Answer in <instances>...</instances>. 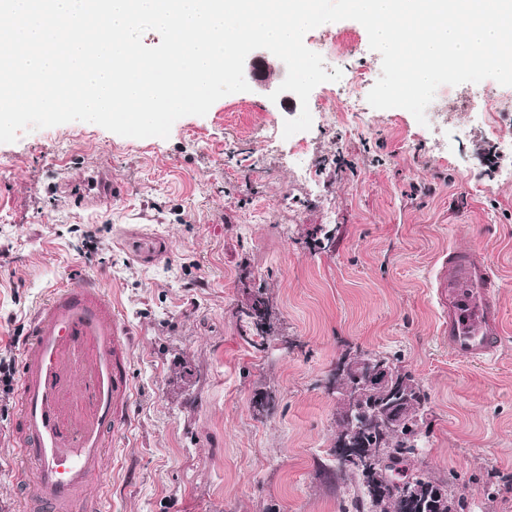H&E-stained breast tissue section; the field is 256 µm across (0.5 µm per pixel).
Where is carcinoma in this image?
I'll list each match as a JSON object with an SVG mask.
<instances>
[{"instance_id": "carcinoma-1", "label": "carcinoma", "mask_w": 512, "mask_h": 512, "mask_svg": "<svg viewBox=\"0 0 512 512\" xmlns=\"http://www.w3.org/2000/svg\"><path fill=\"white\" fill-rule=\"evenodd\" d=\"M238 319L250 335L266 340L275 333V311L262 290L250 294L238 310ZM389 368L383 382L364 387L361 403L371 409L375 420L357 428L338 422L334 454L340 471L357 479L364 497L374 512H457L455 500L440 493L443 483L429 476L420 482L417 497H406L392 490L382 473V461L390 457L396 461L395 473L410 469L412 458L422 448V438L414 431L393 428L400 425L416 426L424 414L425 394L414 375L393 359L377 356ZM362 367L357 357H344L339 362L335 384L350 389Z\"/></svg>"}]
</instances>
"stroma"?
I'll use <instances>...</instances> for the list:
<instances>
[{"mask_svg":"<svg viewBox=\"0 0 512 512\" xmlns=\"http://www.w3.org/2000/svg\"><path fill=\"white\" fill-rule=\"evenodd\" d=\"M330 35L355 51L327 58ZM304 43L342 77L314 88L312 127L293 140L300 102L270 100L274 69L165 139L74 121L0 144V361L19 364L49 288L95 281L130 333L135 391L112 440L111 512H372L336 465L329 381L346 354L394 357L427 397L415 469L461 512H512V153L477 118L483 95L512 86L464 83L426 124L375 109L358 130L346 98L382 66L365 28L338 21ZM297 139L312 179L288 162ZM67 165L105 169L124 197L80 208L57 187ZM470 245L500 278L505 349L486 367L450 359L438 333L436 261ZM259 288L277 317L261 347L236 315ZM270 390L273 412L256 415ZM15 413L0 382V512H24Z\"/></svg>","mask_w":512,"mask_h":512,"instance_id":"stroma-1","label":"stroma"}]
</instances>
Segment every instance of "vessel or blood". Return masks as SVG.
Returning <instances> with one entry per match:
<instances>
[{
    "label": "vessel or blood",
    "mask_w": 512,
    "mask_h": 512,
    "mask_svg": "<svg viewBox=\"0 0 512 512\" xmlns=\"http://www.w3.org/2000/svg\"><path fill=\"white\" fill-rule=\"evenodd\" d=\"M68 186L82 205L116 196L99 170L79 173ZM437 281L449 356L479 366L495 361L504 315L495 295L498 274L485 252L449 248ZM130 357L126 327L102 289L86 281L51 290L21 349L16 382V452L32 483L26 512H108L111 468L104 454L107 439L128 423ZM69 394L84 402L85 415L66 414ZM93 484L99 492L92 496Z\"/></svg>",
    "instance_id": "b4317fda"
}]
</instances>
